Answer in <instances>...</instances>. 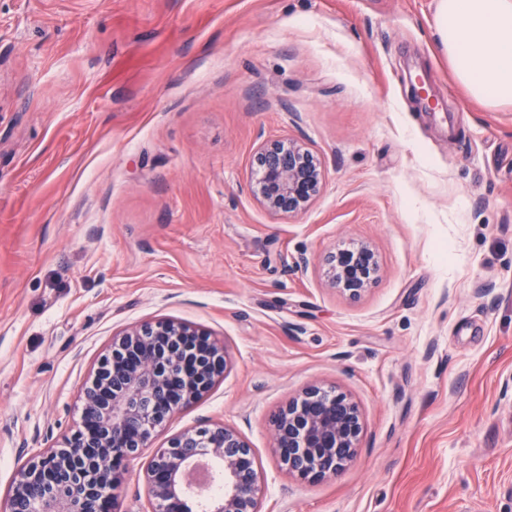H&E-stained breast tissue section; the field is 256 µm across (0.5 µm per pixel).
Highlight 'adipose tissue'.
<instances>
[{"mask_svg":"<svg viewBox=\"0 0 512 512\" xmlns=\"http://www.w3.org/2000/svg\"><path fill=\"white\" fill-rule=\"evenodd\" d=\"M433 35L473 100L512 106V0H435Z\"/></svg>","mask_w":512,"mask_h":512,"instance_id":"adipose-tissue-1","label":"adipose tissue"}]
</instances>
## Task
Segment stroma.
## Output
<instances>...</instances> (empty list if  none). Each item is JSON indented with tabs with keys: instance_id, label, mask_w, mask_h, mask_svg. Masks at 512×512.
<instances>
[{
	"instance_id": "1",
	"label": "stroma",
	"mask_w": 512,
	"mask_h": 512,
	"mask_svg": "<svg viewBox=\"0 0 512 512\" xmlns=\"http://www.w3.org/2000/svg\"><path fill=\"white\" fill-rule=\"evenodd\" d=\"M433 23L434 0H0V499L77 430L113 336L172 318L228 365L152 445L236 429L262 512H512V107L464 94ZM278 138L323 173L289 217L251 192ZM359 243L380 269L352 298L325 258ZM312 385L362 433L308 482L272 419Z\"/></svg>"
}]
</instances>
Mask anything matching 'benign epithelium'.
<instances>
[{
  "label": "benign epithelium",
  "mask_w": 512,
  "mask_h": 512,
  "mask_svg": "<svg viewBox=\"0 0 512 512\" xmlns=\"http://www.w3.org/2000/svg\"><path fill=\"white\" fill-rule=\"evenodd\" d=\"M255 199L272 214L305 211L322 185L314 155L291 140L263 143L253 158ZM330 279L351 297L364 293L379 270L366 244L328 255ZM227 368V351L206 330L160 319L112 340L91 384L81 392L80 427L27 461L7 512H119L117 490L128 464L150 447L155 429L208 392ZM362 423L342 391L309 387L273 419L280 461L300 480L335 476L358 454ZM153 512H259L262 492L254 451L222 423L187 430L155 448L143 472ZM112 493H106V489Z\"/></svg>",
  "instance_id": "1"
}]
</instances>
